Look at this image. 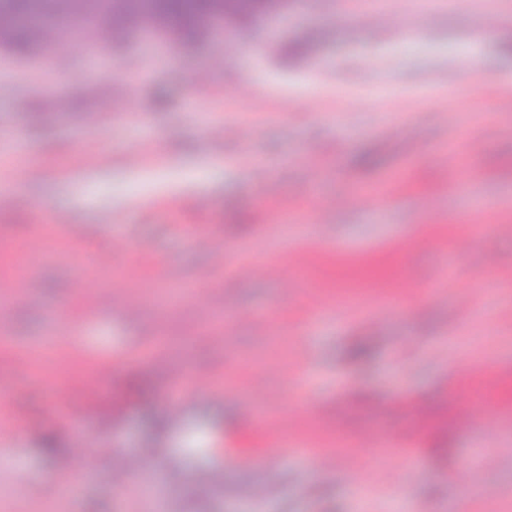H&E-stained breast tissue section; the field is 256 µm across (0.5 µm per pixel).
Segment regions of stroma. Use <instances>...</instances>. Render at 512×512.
I'll list each match as a JSON object with an SVG mask.
<instances>
[{
	"label": "stroma",
	"mask_w": 512,
	"mask_h": 512,
	"mask_svg": "<svg viewBox=\"0 0 512 512\" xmlns=\"http://www.w3.org/2000/svg\"><path fill=\"white\" fill-rule=\"evenodd\" d=\"M482 19L502 26L476 44ZM281 27L178 50L136 36L118 62L73 38L36 89L15 70L43 59L0 49V240L14 244L0 337L36 360L23 376L0 355V399L23 431L0 452V512H387L404 491L412 512H456L462 497L470 512H512V459L498 455L512 448V0H295ZM270 42L306 51L263 54ZM466 53L467 83L437 86ZM101 112L110 128L93 126ZM143 145L154 172L126 165ZM88 152L103 165L73 178ZM172 185L176 206L158 207ZM104 211L125 214L130 251H113ZM71 213L73 245L49 231ZM452 224L472 235L460 259ZM193 228L223 243V269ZM33 239L37 263L15 267ZM141 256L191 293L153 303L148 280L124 276ZM257 260L283 280L245 273ZM91 267L110 276L112 304L84 314ZM209 270L211 309L194 293ZM72 339L114 367L100 410L70 419L58 398H81ZM176 368L224 383L175 416ZM289 421L298 447L281 455ZM105 434L156 450L122 493L113 457L88 469L80 454ZM310 449L335 460L310 467ZM463 458L489 486L467 483Z\"/></svg>",
	"instance_id": "obj_1"
}]
</instances>
